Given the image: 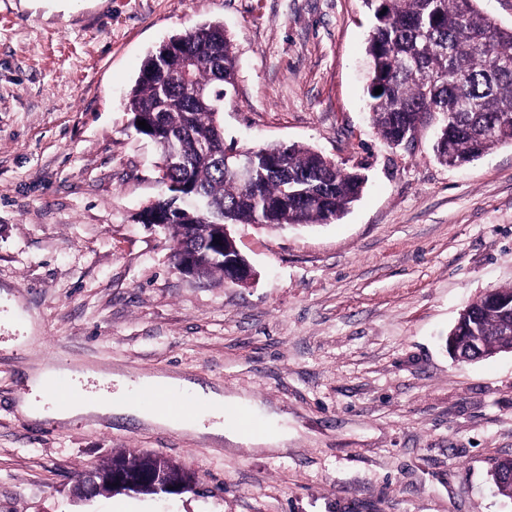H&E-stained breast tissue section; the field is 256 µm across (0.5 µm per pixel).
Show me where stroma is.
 <instances>
[{"label":"stroma","mask_w":512,"mask_h":512,"mask_svg":"<svg viewBox=\"0 0 512 512\" xmlns=\"http://www.w3.org/2000/svg\"><path fill=\"white\" fill-rule=\"evenodd\" d=\"M209 22L239 58L225 144L309 146L368 177L333 223L233 225L246 285L182 274L138 219L165 187L125 95L150 51ZM371 26L364 0H0V512H512L491 476L512 456V353L446 349L463 308L512 288V145L463 167L430 128L388 146L365 107ZM37 353L187 379L285 441L29 419ZM125 453L195 485L73 495Z\"/></svg>","instance_id":"obj_1"}]
</instances>
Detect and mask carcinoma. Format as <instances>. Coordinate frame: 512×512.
I'll list each match as a JSON object with an SVG mask.
<instances>
[{
  "label": "carcinoma",
  "mask_w": 512,
  "mask_h": 512,
  "mask_svg": "<svg viewBox=\"0 0 512 512\" xmlns=\"http://www.w3.org/2000/svg\"><path fill=\"white\" fill-rule=\"evenodd\" d=\"M374 22L367 39L372 75L367 89L372 122L393 146L413 143L436 125L434 152L449 165H465L500 144H512V27L505 29L478 7V0H365ZM180 54L196 59L184 76L174 58L149 53L126 95L132 123L153 140L166 162L180 155L160 179L168 195L158 200L170 231L173 262L190 259L196 276L224 274V224H327L360 198L365 175L345 171L321 153L299 145L256 150L254 181L246 184L224 169V131L212 109L215 94L235 88L237 58L222 25L205 23L175 36ZM382 93L375 94V88ZM512 313L480 298L456 326L462 348L512 347L506 335ZM112 461L132 468L151 463L148 454ZM496 483L512 499V457L496 462ZM159 485L186 489L191 478L169 462L155 473Z\"/></svg>",
  "instance_id": "1"
}]
</instances>
